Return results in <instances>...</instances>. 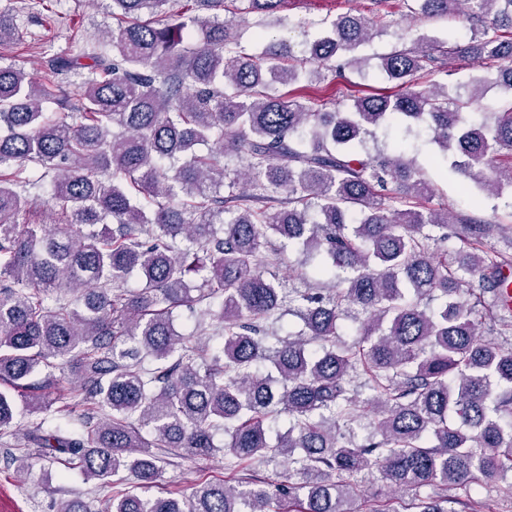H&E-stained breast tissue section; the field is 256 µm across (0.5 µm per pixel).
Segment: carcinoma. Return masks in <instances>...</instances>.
<instances>
[{"mask_svg": "<svg viewBox=\"0 0 512 512\" xmlns=\"http://www.w3.org/2000/svg\"><path fill=\"white\" fill-rule=\"evenodd\" d=\"M110 2L120 25L82 54L87 63L50 61L56 74L87 70L78 104L0 66V433L23 411L39 417L5 451L15 478L42 457L102 489L133 478L96 512H360L354 487L373 472L413 494L409 512H449L448 498L420 494L435 482L485 480L511 498L512 345L499 337L512 334L502 291L512 257L487 246L500 225L429 207L434 188L415 161L368 143L385 122H425L450 168L512 210V0H411L417 19L464 4L468 44L380 56L399 91L356 97L345 112L316 108L297 85L325 78L336 59L364 65L359 48L381 33L374 18L303 21L300 52L281 40L254 56L229 15L260 25L283 0H198L209 15L178 11L166 24L152 18L177 0ZM18 36L0 14V49ZM456 57L496 70L501 111L468 121L485 86L465 99L417 82ZM228 157L245 165L229 173ZM45 179L61 222L18 223L26 187ZM452 238L462 246L441 248ZM298 245L327 257L314 267L323 287L280 282ZM133 274L142 287H120ZM478 292L501 312L494 332L465 299ZM203 299L217 305L221 344L175 326L177 309ZM282 309L303 330L273 346L267 321ZM356 318L360 338L340 344L341 323ZM70 363L73 379L62 376ZM64 383L55 408L49 390ZM56 414L84 430L46 425ZM282 416L288 428L272 441L267 421ZM169 450L221 453L230 470L285 468L142 497Z\"/></svg>", "mask_w": 512, "mask_h": 512, "instance_id": "obj_1", "label": "carcinoma"}]
</instances>
